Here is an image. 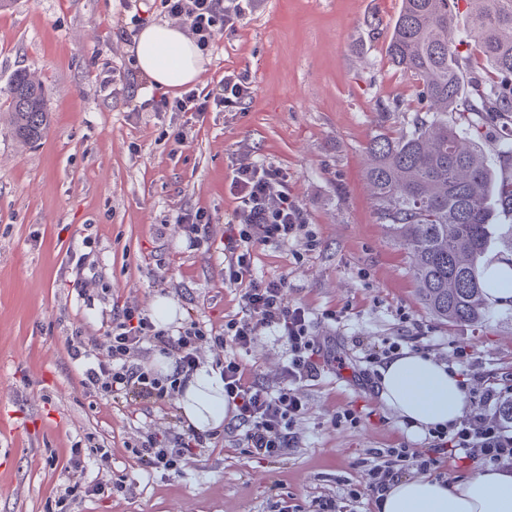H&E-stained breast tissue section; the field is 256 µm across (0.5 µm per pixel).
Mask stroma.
<instances>
[{"label": "stroma", "mask_w": 512, "mask_h": 512, "mask_svg": "<svg viewBox=\"0 0 512 512\" xmlns=\"http://www.w3.org/2000/svg\"><path fill=\"white\" fill-rule=\"evenodd\" d=\"M116 0H14L0 10V512H47L75 442L104 441L112 469L126 474L123 496L89 497L82 512H311L315 497L347 512H368L354 463L374 448L408 444L424 452L423 434L381 397L361 357L386 338L423 331L434 355L467 347L493 373H512V307L487 325H451L420 303L406 251L376 223L364 177L365 148L397 131L403 116L382 121L378 103L410 101L413 89L370 41L365 22L390 32L401 0H258L205 57L196 91L211 90L225 70L248 71L255 88L241 112L210 108L187 124L180 112H141L152 96L145 79L134 93L113 81L129 67V43L106 20ZM20 70L45 90L50 125L33 144L9 125V84ZM183 130L175 141V130ZM282 168L288 191L306 211L318 246L295 263L265 248L266 276H287L290 296L312 309L317 345L338 368L359 373L361 390L325 374L305 392L303 441L276 458L225 444L204 448L182 473L142 476L128 443L165 431L177 414L146 412L90 395L65 351L79 329L106 352L101 306L69 285L70 251L88 249L112 297L151 310L156 299L221 327L240 310L224 285V218L232 207V161ZM202 210L210 250L186 251L175 218ZM410 323H400L399 311ZM283 342L261 337L244 357L247 373L275 379ZM360 420L339 427L334 415Z\"/></svg>", "instance_id": "obj_1"}]
</instances>
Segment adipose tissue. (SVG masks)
Masks as SVG:
<instances>
[{
  "label": "adipose tissue",
  "mask_w": 512,
  "mask_h": 512,
  "mask_svg": "<svg viewBox=\"0 0 512 512\" xmlns=\"http://www.w3.org/2000/svg\"><path fill=\"white\" fill-rule=\"evenodd\" d=\"M134 62L149 88L171 92L193 84L204 57L178 27L146 23L135 39ZM381 393L414 431L454 422L463 400L456 374L430 357L403 354L379 369ZM224 403V379L218 369L201 365L177 405L197 429L217 427ZM382 512H512V469L488 467L468 478L442 482L404 478L389 492Z\"/></svg>",
  "instance_id": "adipose-tissue-1"
}]
</instances>
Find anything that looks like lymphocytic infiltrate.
<instances>
[{
  "instance_id": "obj_1",
  "label": "lymphocytic infiltrate",
  "mask_w": 512,
  "mask_h": 512,
  "mask_svg": "<svg viewBox=\"0 0 512 512\" xmlns=\"http://www.w3.org/2000/svg\"><path fill=\"white\" fill-rule=\"evenodd\" d=\"M256 2L161 0V5L168 16L184 22L197 47L206 51L251 12ZM253 94L248 74L228 70L206 94L189 90L174 98L163 95L151 100L150 109L188 112L195 117L213 105L237 112ZM228 193L235 206L225 219L224 283L241 290L242 310L239 316L225 320L222 330L191 317L175 332L158 327L138 306L112 302L111 288L86 289L87 274L95 266L86 255L75 258L73 286L79 296L87 302L98 297L112 302L102 319L111 339L107 355H100L95 339L82 331H72L65 341L68 358L82 368L80 383L88 392L145 411L160 409L168 397L186 389L200 364L202 344L209 342L224 350L220 367L228 421L223 433L199 430L177 420L164 432H144L128 449L138 469L150 475L182 472L195 449L220 448L228 441L262 458L300 447V424L306 411L303 389L319 381L330 364L312 335V311L288 297L287 277H267L255 269L262 247L289 252L299 261L303 250H297L298 241H305L310 250L316 246L314 239L301 237L307 215L289 195L283 172L267 163L240 160L232 167ZM265 334L288 346L282 372L272 382L247 377L240 360L241 353ZM154 352L169 360L170 371L160 372L150 365ZM453 356L461 367L462 387L482 381L480 409L466 412L454 424L430 428V446L425 452L416 454L403 445L377 453L372 461H360L371 512H379L388 491L410 470L439 475L457 462L512 465V422L500 415L501 406L512 400V383L490 375L465 347H456ZM126 490V477L119 473L92 485L69 482L55 497L53 512H78L88 496L119 495Z\"/></svg>"
}]
</instances>
